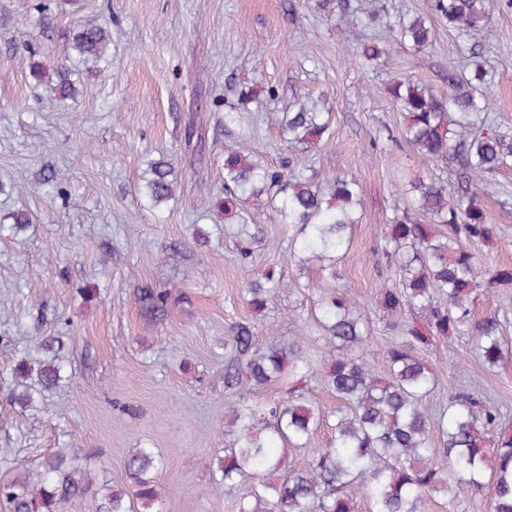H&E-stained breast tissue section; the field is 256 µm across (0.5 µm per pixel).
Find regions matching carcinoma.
Wrapping results in <instances>:
<instances>
[{"mask_svg":"<svg viewBox=\"0 0 512 512\" xmlns=\"http://www.w3.org/2000/svg\"><path fill=\"white\" fill-rule=\"evenodd\" d=\"M498 0H429V15L402 20L395 40L414 50L432 45L431 19L448 24L467 39L490 20ZM109 28L88 25L72 33L65 60L49 70L36 51H28L29 76L46 85L48 105L75 101L84 92L83 75L112 65ZM349 55L368 62L381 57L378 44L356 34ZM494 79L484 66L448 72V92L440 93L418 77H397L388 85L396 109L405 116L402 135L411 148L437 169L429 177L411 176L397 184L412 198L416 215L404 210L385 224L384 254L398 266L400 283L381 288L377 306L402 322L401 335L377 350L386 363L383 377L367 364L370 336L360 305L339 283L336 256L347 252L350 230L358 223L357 184L341 175L327 185L283 159L269 167L254 153L224 152V213L237 203L266 197L271 224H298L291 249L299 267L320 263L330 292L319 300L315 325H298L299 335L284 342L276 331L264 346L254 325L235 322L224 341V391L239 394L224 426V456L212 471L215 486L231 490L245 479L256 483L236 500L237 512H423L435 494L455 497L460 487L484 492L490 512H512V432L498 426V410L470 392L448 394L437 410L423 399L435 385L420 351L448 337L470 336L489 366L504 358V320L498 314L477 319L471 304L476 291L512 288V267L487 270L471 246L497 240L482 201L488 176L512 162V133L490 112ZM259 102L251 89L239 92L238 107L224 113V126H238L242 111ZM286 140L310 150L328 135L329 113L318 104L295 101L273 113ZM465 191L448 196L445 179ZM172 162L152 160L138 191L146 206L159 212L174 195ZM234 237L242 258L255 241L246 224ZM288 288L283 277L263 274L247 283L242 299L254 317H263L268 301ZM144 318L161 323L179 302L171 289L150 286L134 292ZM49 360L29 368L22 359L18 378H35L44 389L62 381L60 336L42 344ZM286 382L289 396L270 400L272 383ZM318 383L335 398L326 408L306 396ZM331 438L312 447L321 428ZM293 450L307 453L298 467ZM166 461L152 448H139L125 463L126 486L93 477L66 448L45 455L38 468L0 483V501L8 512H163L158 474Z\"/></svg>","mask_w":512,"mask_h":512,"instance_id":"1","label":"carcinoma"}]
</instances>
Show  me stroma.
<instances>
[{"label": "stroma", "instance_id": "1", "mask_svg": "<svg viewBox=\"0 0 512 512\" xmlns=\"http://www.w3.org/2000/svg\"><path fill=\"white\" fill-rule=\"evenodd\" d=\"M357 15L374 13L395 25L407 12L427 14L428 0H343ZM34 0H0V483L35 469L41 458L66 448L91 473L125 479L135 449L155 448L167 461L158 480L164 512H236L245 493L217 490L209 468L224 446V348L233 322L247 320L239 298L255 273L285 275L295 287L268 305L255 335L267 343L271 327L291 336L288 318L307 316L317 297L309 283L317 267L298 273L289 248L298 228L265 221L266 204L246 200L235 223L263 225V237L241 259L217 229L201 197H224V152L247 148L268 166L282 159L313 169L319 181L343 174L358 183L362 221L350 251L336 266L361 304L373 344L394 336L377 308L381 285L397 286L399 273L382 258L383 226L404 207L399 172L423 176L432 168L403 140V119L386 93L390 79L418 76L444 90L473 45L493 47L485 63L494 74L498 121L512 127V6L462 42L435 23L431 47L391 44L382 63L349 59L351 33L338 17L301 0H59L37 13ZM100 24L112 31V66L86 80L77 101L41 105L28 51L49 66L60 62L72 31ZM250 88L262 95L251 129H225L224 112ZM275 89L274 99L264 92ZM320 101L331 114L330 136L307 152L284 141L265 116L294 97ZM195 125L198 147L185 130ZM172 158L175 197L151 212L137 186L149 161ZM64 174L61 191L37 186L42 168ZM484 202L500 228L493 247H479L489 266L512 264V165L489 176ZM31 217L14 232L10 213ZM211 229L209 242L192 237ZM177 289L181 300L167 320L141 318L132 293L143 286ZM71 327L64 340L67 379L41 392L40 405L22 409L12 393L18 360L41 357L39 345L55 335L59 319ZM436 388L435 408L449 392L475 388L512 424V353L487 368L468 337L425 351Z\"/></svg>", "mask_w": 512, "mask_h": 512}]
</instances>
